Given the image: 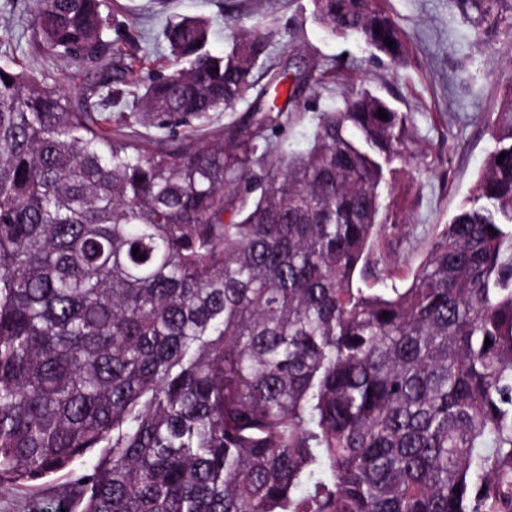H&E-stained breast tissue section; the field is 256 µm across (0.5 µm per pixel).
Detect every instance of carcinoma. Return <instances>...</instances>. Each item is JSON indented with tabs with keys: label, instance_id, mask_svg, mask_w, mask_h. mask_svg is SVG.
<instances>
[{
	"label": "carcinoma",
	"instance_id": "cac0c4a2",
	"mask_svg": "<svg viewBox=\"0 0 512 512\" xmlns=\"http://www.w3.org/2000/svg\"><path fill=\"white\" fill-rule=\"evenodd\" d=\"M457 3L481 27L512 9ZM102 6L38 0L40 42L87 69L77 103L0 55V492L104 448L68 490L82 512H512V81L470 204L407 287L372 292L354 276L405 223L407 114L360 90L279 154L322 82L273 64L261 86L265 33L214 54L181 18L114 122L90 100L142 65L117 40L103 62ZM314 6L402 56L377 0ZM252 95L246 124L195 134Z\"/></svg>",
	"mask_w": 512,
	"mask_h": 512
}]
</instances>
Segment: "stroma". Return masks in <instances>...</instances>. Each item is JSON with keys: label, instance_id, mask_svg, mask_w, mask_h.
Here are the masks:
<instances>
[{"label": "stroma", "instance_id": "1", "mask_svg": "<svg viewBox=\"0 0 512 512\" xmlns=\"http://www.w3.org/2000/svg\"><path fill=\"white\" fill-rule=\"evenodd\" d=\"M397 23L404 55L395 61L363 41L328 32L312 0H172L161 12L152 0H106L104 10L122 26L120 43L145 58L151 71L169 67L162 30L171 16L201 17L210 28L209 48H227L238 29L260 26L268 34V55L282 64L314 69L316 76L340 74L349 87L366 88L407 113L421 155L395 172L392 192L407 222L373 247L375 276L365 285L377 291L405 287L425 258L436 234L472 197L474 181L495 142L491 115L512 80V16L498 27H478L460 14L456 0H379ZM37 0H0V30L9 29L8 53L29 70L48 71L57 84L75 92L86 78L76 63H58L33 39ZM343 89L309 98L279 140L284 150H305L313 115L342 107ZM90 458L74 462L49 482L27 483L0 494V512H81L67 488L86 475Z\"/></svg>", "mask_w": 512, "mask_h": 512}]
</instances>
